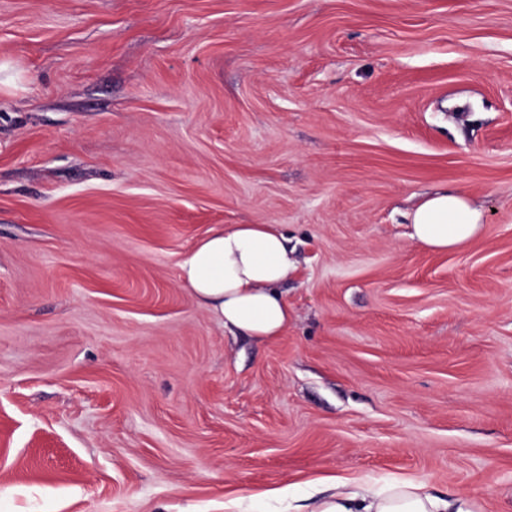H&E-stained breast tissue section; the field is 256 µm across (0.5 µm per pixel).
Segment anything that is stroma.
<instances>
[{
  "label": "stroma",
  "instance_id": "obj_1",
  "mask_svg": "<svg viewBox=\"0 0 512 512\" xmlns=\"http://www.w3.org/2000/svg\"><path fill=\"white\" fill-rule=\"evenodd\" d=\"M445 188L485 224L421 250ZM228 224L299 256L275 342L179 282ZM340 478L512 512V0H0V512ZM483 207L461 192H438L423 199L410 214L411 239L416 245L448 252L482 231Z\"/></svg>",
  "mask_w": 512,
  "mask_h": 512
}]
</instances>
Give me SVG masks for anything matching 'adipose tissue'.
Segmentation results:
<instances>
[{"mask_svg":"<svg viewBox=\"0 0 512 512\" xmlns=\"http://www.w3.org/2000/svg\"><path fill=\"white\" fill-rule=\"evenodd\" d=\"M485 220L469 195L438 192L423 199L409 217L411 239L437 252L476 238ZM296 267L287 240L275 224H235L211 229L179 264V282L223 328L261 340L281 336L290 308L278 287ZM471 497L449 500L424 485L399 480L374 490L364 485L320 500L315 512H474Z\"/></svg>","mask_w":512,"mask_h":512,"instance_id":"ef3b65f1","label":"adipose tissue"}]
</instances>
